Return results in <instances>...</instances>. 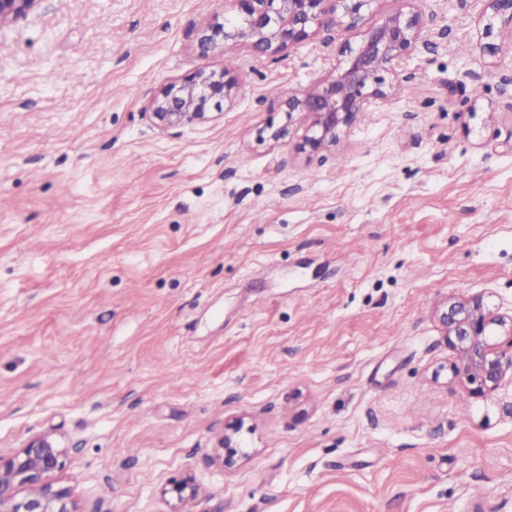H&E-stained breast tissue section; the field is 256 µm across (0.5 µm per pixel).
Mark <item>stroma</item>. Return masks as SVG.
I'll list each match as a JSON object with an SVG mask.
<instances>
[{
	"label": "stroma",
	"instance_id": "obj_1",
	"mask_svg": "<svg viewBox=\"0 0 512 512\" xmlns=\"http://www.w3.org/2000/svg\"><path fill=\"white\" fill-rule=\"evenodd\" d=\"M401 6L276 56H200L224 0L0 25V453L66 449L80 512H512V387L470 397L438 313L512 311V29L415 0L399 84L336 148L284 114ZM205 67L243 85L223 117L153 129L146 93ZM244 421L238 419L230 424L224 430V437L219 441V447L222 452L216 454V459L222 467H233L239 456H243L241 443L239 440L240 432L243 428Z\"/></svg>",
	"mask_w": 512,
	"mask_h": 512
}]
</instances>
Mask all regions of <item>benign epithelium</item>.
I'll return each instance as SVG.
<instances>
[{"label": "benign epithelium", "mask_w": 512, "mask_h": 512, "mask_svg": "<svg viewBox=\"0 0 512 512\" xmlns=\"http://www.w3.org/2000/svg\"><path fill=\"white\" fill-rule=\"evenodd\" d=\"M36 0H0V25L26 13ZM368 0H224V24L208 28L199 43L200 54L245 45L259 55H276L305 41L314 29L344 23L355 27ZM493 16L512 28V0H488ZM423 27L422 16L398 10L365 34L356 49L316 87L286 101V117L300 112L308 119L300 149L319 152L336 146L368 107L388 98L398 83L397 66L411 55ZM241 90L229 69L200 70L146 97L144 115L161 133L219 120L222 104ZM448 346L460 354L452 373L468 386V393L484 397L502 389L512 374V352L494 341L503 332L512 337V316L489 307L485 295L475 293L446 302L439 315ZM244 421L224 430L216 459L233 467L244 455L239 440ZM66 451L46 438L31 440L11 456H0V512H78L67 488L56 486L55 474L64 470Z\"/></svg>", "instance_id": "7a95c632"}]
</instances>
